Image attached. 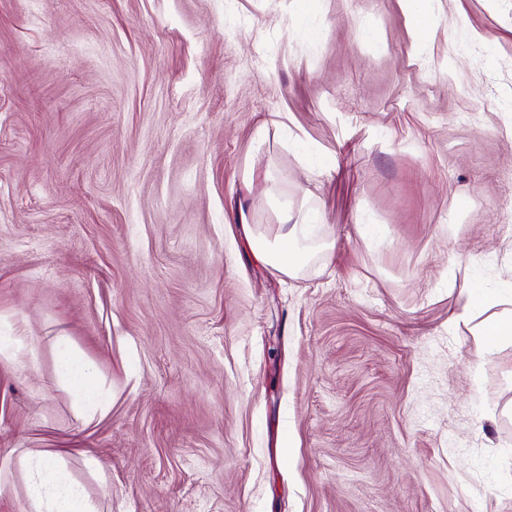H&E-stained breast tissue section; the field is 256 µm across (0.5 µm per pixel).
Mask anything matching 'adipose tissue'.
I'll return each instance as SVG.
<instances>
[{
	"instance_id": "1",
	"label": "adipose tissue",
	"mask_w": 512,
	"mask_h": 512,
	"mask_svg": "<svg viewBox=\"0 0 512 512\" xmlns=\"http://www.w3.org/2000/svg\"><path fill=\"white\" fill-rule=\"evenodd\" d=\"M276 233L273 239L259 236L253 251L274 272L296 279L307 267L312 250L330 259L331 243H315V212L288 200L277 203ZM33 462L29 486V512H94L80 489L57 466L56 455L31 452Z\"/></svg>"
}]
</instances>
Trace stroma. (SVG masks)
Returning <instances> with one entry per match:
<instances>
[{
  "instance_id": "obj_1",
  "label": "stroma",
  "mask_w": 512,
  "mask_h": 512,
  "mask_svg": "<svg viewBox=\"0 0 512 512\" xmlns=\"http://www.w3.org/2000/svg\"><path fill=\"white\" fill-rule=\"evenodd\" d=\"M431 8L0 0V512L34 448L98 512H512V305L453 321L512 279V0ZM280 192L333 244L297 280ZM427 0H403L405 11L418 38H423L434 18ZM316 211L278 200L276 233L272 241L255 238L254 254L274 272L298 279L308 266L315 237ZM480 356L493 352L504 341H512V318L499 319L486 324L483 330ZM58 363L61 374L69 381L75 393L87 406L95 407V393L89 388L91 369L87 363L74 359L65 341L60 344Z\"/></svg>"
}]
</instances>
